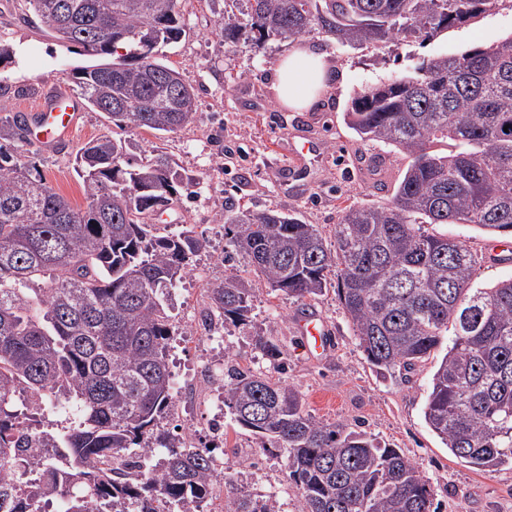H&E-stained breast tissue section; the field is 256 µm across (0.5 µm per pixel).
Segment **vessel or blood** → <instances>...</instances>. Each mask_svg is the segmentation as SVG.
I'll return each mask as SVG.
<instances>
[{"label":"vessel or blood","mask_w":512,"mask_h":512,"mask_svg":"<svg viewBox=\"0 0 512 512\" xmlns=\"http://www.w3.org/2000/svg\"><path fill=\"white\" fill-rule=\"evenodd\" d=\"M82 117L77 99L68 94L47 97L29 124L41 146L50 148L72 138Z\"/></svg>","instance_id":"1"}]
</instances>
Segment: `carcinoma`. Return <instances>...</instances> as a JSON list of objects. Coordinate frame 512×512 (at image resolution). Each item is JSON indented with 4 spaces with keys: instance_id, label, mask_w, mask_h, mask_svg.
<instances>
[{
    "instance_id": "1",
    "label": "carcinoma",
    "mask_w": 512,
    "mask_h": 512,
    "mask_svg": "<svg viewBox=\"0 0 512 512\" xmlns=\"http://www.w3.org/2000/svg\"><path fill=\"white\" fill-rule=\"evenodd\" d=\"M227 44L313 31L343 48L398 46L464 25L497 0H229ZM43 28L86 55L129 53L72 70L84 105L117 128L157 136L196 120L194 89L154 57L183 32L178 0H29ZM362 140L407 154L390 198L341 210L333 241L293 211L234 210L224 261L239 256L296 300L335 290L366 361L381 374L436 365L424 418L451 454L477 469L512 463V279L473 285L475 258L426 224L512 236V35L487 48L422 60L351 97ZM26 117L0 119V512H203L213 498L211 449L188 452L161 429L174 407L170 348L179 326L170 290L207 240L164 234L146 216L193 198L196 179L159 148L138 161L103 135L76 154L86 207L54 190L25 155ZM209 314L249 322L253 289L231 274L207 288ZM253 350L281 367L279 344ZM224 406L277 448L296 512H439L428 481L399 448L346 422L321 423L298 391L230 365ZM65 415L54 436L26 427L33 408ZM234 512L263 510L234 500Z\"/></svg>"
}]
</instances>
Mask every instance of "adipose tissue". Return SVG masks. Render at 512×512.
<instances>
[{"instance_id":"ef3b65f1","label":"adipose tissue","mask_w":512,"mask_h":512,"mask_svg":"<svg viewBox=\"0 0 512 512\" xmlns=\"http://www.w3.org/2000/svg\"><path fill=\"white\" fill-rule=\"evenodd\" d=\"M274 74L277 101L293 110L312 106L330 82L324 56L301 43L276 62Z\"/></svg>"}]
</instances>
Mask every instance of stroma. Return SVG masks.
Instances as JSON below:
<instances>
[{"label":"stroma","mask_w":512,"mask_h":512,"mask_svg":"<svg viewBox=\"0 0 512 512\" xmlns=\"http://www.w3.org/2000/svg\"><path fill=\"white\" fill-rule=\"evenodd\" d=\"M185 33L173 44L159 47L157 57L179 71L196 93L198 119L162 136L128 129L140 150L160 147L196 179L195 197L173 201L152 216L166 232L192 228L210 242L199 253L192 271L173 289L170 304L177 319L205 304L209 284L230 270L224 263V226L218 217L225 205L239 209L298 212L306 223L331 237L341 207L376 204L387 198L409 159L377 141L361 140L345 121L355 91L404 76L421 58L489 47L512 34V0L473 21L449 29L423 44L379 49L337 47L326 34H307L308 43L323 50L336 72L332 90L312 107L295 111L280 106L272 88V68L292 47L291 39H275L258 46L249 40L225 46L216 32L224 14V0H179ZM0 109L31 113L53 93L77 95L71 71L95 64L96 59L74 53L48 35L34 18L28 0H0ZM101 113L84 110L79 127L64 148L49 150L30 145L28 156L37 162L47 182L73 205L85 207L82 188L73 171L76 153L88 141L112 133ZM313 152L295 159L303 143ZM429 230L464 241L476 258L473 281L488 288L512 278V263L487 258L494 238L466 224H433ZM321 318L328 347L319 357L304 350L300 324L304 317ZM279 343L288 364L285 381L302 396L304 407L324 423L344 421L401 449L428 479L440 512H512V465L477 470L457 460L424 419L436 358L419 364L409 377L381 376L359 348L333 291L298 301L257 283L251 323L226 326L240 366L258 364L252 348L256 334ZM209 356L202 345L185 337L172 343L171 367L177 386L190 382ZM213 400H186L175 406V417L195 435L198 446L210 445ZM227 439L222 447L224 470L236 486L256 493L277 488L285 502L295 500L288 487L287 460L275 451H262L258 440L225 418ZM257 456L258 469L238 468L240 459Z\"/></svg>","instance_id":"1"}]
</instances>
